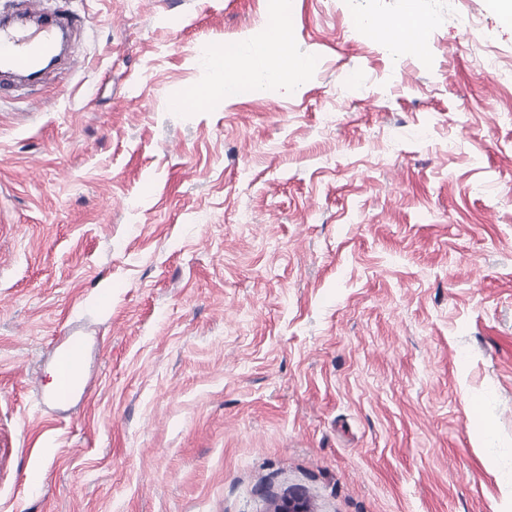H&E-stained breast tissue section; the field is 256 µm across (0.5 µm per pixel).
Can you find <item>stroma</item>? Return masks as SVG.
<instances>
[{
  "instance_id": "35a3bbf8",
  "label": "stroma",
  "mask_w": 512,
  "mask_h": 512,
  "mask_svg": "<svg viewBox=\"0 0 512 512\" xmlns=\"http://www.w3.org/2000/svg\"><path fill=\"white\" fill-rule=\"evenodd\" d=\"M63 5L65 58L0 95V512H507L496 0H421L415 54L362 33L403 0H290L299 90L202 107L199 48L273 58L280 0ZM85 343L81 336H67V341L57 353L54 361L55 382L52 384L49 399L58 404L68 403L81 386L76 377L77 369L84 363Z\"/></svg>"
}]
</instances>
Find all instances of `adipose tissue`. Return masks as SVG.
Wrapping results in <instances>:
<instances>
[{
  "instance_id": "ef3b65f1",
  "label": "adipose tissue",
  "mask_w": 512,
  "mask_h": 512,
  "mask_svg": "<svg viewBox=\"0 0 512 512\" xmlns=\"http://www.w3.org/2000/svg\"><path fill=\"white\" fill-rule=\"evenodd\" d=\"M403 14L390 29L387 43L397 53H415L424 46L425 32L429 26L417 10V0H405ZM269 39L277 50V59L271 66L262 68L248 66L244 70L226 72L224 78L210 85L202 94L203 101L230 100L246 93H257L265 89L267 80H274L284 90L298 87L306 64L294 53L291 33L288 28L278 27L270 31Z\"/></svg>"
}]
</instances>
